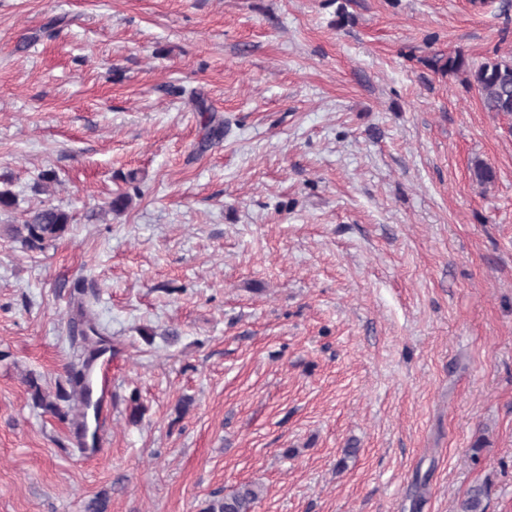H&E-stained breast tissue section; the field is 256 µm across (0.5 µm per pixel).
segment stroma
<instances>
[{
	"label": "stroma",
	"mask_w": 512,
	"mask_h": 512,
	"mask_svg": "<svg viewBox=\"0 0 512 512\" xmlns=\"http://www.w3.org/2000/svg\"><path fill=\"white\" fill-rule=\"evenodd\" d=\"M456 51L512 0H0V225L72 217L0 237V512H512V115ZM82 289L91 447L24 383ZM434 71L441 74H465L466 83L481 95L488 112L512 115V58H490L474 67L461 51L454 55L434 56L429 60ZM70 214L56 206H46L33 211L23 224H7L3 231L21 243L27 250H43L69 230ZM261 494L259 484L243 483L231 495L212 500L204 512H253ZM487 483L473 486L459 504V512H485L484 500L487 496Z\"/></svg>",
	"instance_id": "1"
}]
</instances>
